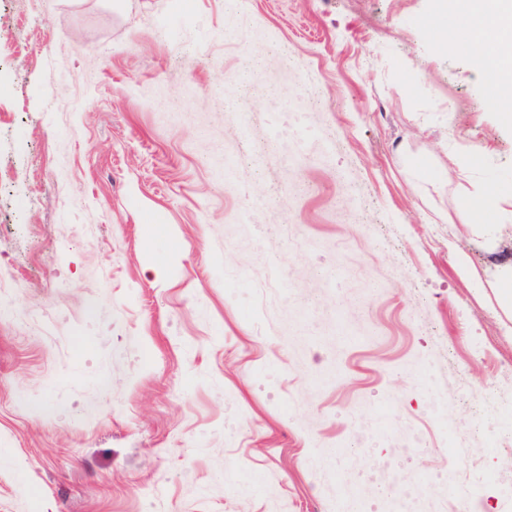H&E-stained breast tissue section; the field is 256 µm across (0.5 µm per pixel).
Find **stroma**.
<instances>
[{"label":"stroma","mask_w":512,"mask_h":512,"mask_svg":"<svg viewBox=\"0 0 512 512\" xmlns=\"http://www.w3.org/2000/svg\"><path fill=\"white\" fill-rule=\"evenodd\" d=\"M461 24L0 0V512H394L460 446L477 500L406 512H503L512 411L482 400L512 398V210L471 195L512 173V122Z\"/></svg>","instance_id":"obj_1"}]
</instances>
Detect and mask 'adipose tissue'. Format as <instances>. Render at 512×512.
Here are the masks:
<instances>
[{"instance_id": "ef3b65f1", "label": "adipose tissue", "mask_w": 512, "mask_h": 512, "mask_svg": "<svg viewBox=\"0 0 512 512\" xmlns=\"http://www.w3.org/2000/svg\"><path fill=\"white\" fill-rule=\"evenodd\" d=\"M469 14L465 43L493 81L490 101L512 108V0H464Z\"/></svg>"}]
</instances>
